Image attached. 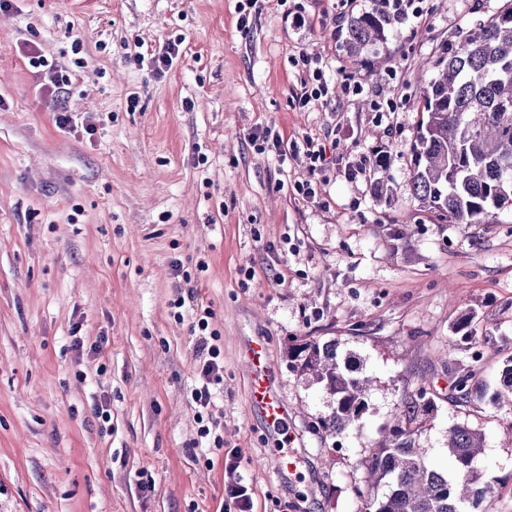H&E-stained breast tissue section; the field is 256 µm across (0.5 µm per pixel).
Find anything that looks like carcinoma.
Returning a JSON list of instances; mask_svg holds the SVG:
<instances>
[{"label":"carcinoma","mask_w":512,"mask_h":512,"mask_svg":"<svg viewBox=\"0 0 512 512\" xmlns=\"http://www.w3.org/2000/svg\"><path fill=\"white\" fill-rule=\"evenodd\" d=\"M389 19L378 11L351 18L345 43L351 57L387 40ZM431 78L423 88V112L409 157L415 199L428 211L456 224H486L496 211L512 207V0L460 36L434 60L422 62ZM454 334L470 341L471 358L483 357L485 342L473 335L472 316ZM289 368L319 384L333 398L317 427L334 435L356 424L365 412L376 377L354 356L340 358L334 343L295 339ZM475 370L457 377L453 399L472 403ZM421 385L383 430L365 461L369 483L382 493L365 500L362 512H471L490 487L474 463L483 435L467 423L448 428L451 473L434 469L417 443L431 402Z\"/></svg>","instance_id":"cac0c4a2"}]
</instances>
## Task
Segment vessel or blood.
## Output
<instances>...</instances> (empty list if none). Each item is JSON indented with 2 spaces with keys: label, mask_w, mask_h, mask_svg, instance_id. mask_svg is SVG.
Segmentation results:
<instances>
[{
  "label": "vessel or blood",
  "mask_w": 512,
  "mask_h": 512,
  "mask_svg": "<svg viewBox=\"0 0 512 512\" xmlns=\"http://www.w3.org/2000/svg\"><path fill=\"white\" fill-rule=\"evenodd\" d=\"M246 357L250 367L252 403L261 410L270 429L282 432L288 426V405L273 387L264 342L253 340Z\"/></svg>",
  "instance_id": "obj_1"
}]
</instances>
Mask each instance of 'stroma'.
<instances>
[{"label": "stroma", "instance_id": "obj_1", "mask_svg": "<svg viewBox=\"0 0 512 512\" xmlns=\"http://www.w3.org/2000/svg\"><path fill=\"white\" fill-rule=\"evenodd\" d=\"M503 4L422 0L418 29L392 25L361 67L333 17L364 13L363 0H258L244 27L238 0L0 10V512H225L233 457L254 512H358L372 492L361 462L422 384L434 405L418 438L428 460L447 469L449 426L480 430L476 466L493 487L480 512H512V394L500 382L512 356V211L445 221L419 206L408 177L422 61ZM294 6L305 31L288 22ZM177 38L163 74L133 58L136 45ZM32 47L69 70L83 61L81 93L46 91ZM303 53L340 61L331 80L352 73L363 93L295 109ZM391 102L402 111L387 112ZM62 110L93 115L95 135L60 130ZM266 126L326 145L334 162L315 176L316 198L294 197L313 177L304 158L249 140ZM380 153L385 166L348 178V161ZM199 303L224 358L220 450L201 444L190 398ZM471 311L491 349L475 379L485 395L465 411L451 388L471 353L451 327ZM76 334L100 351H75ZM295 336L336 341L377 377L346 434L318 429L333 401L289 368ZM257 337L288 404L285 448L250 406L245 346Z\"/></svg>", "mask_w": 512, "mask_h": 512}]
</instances>
